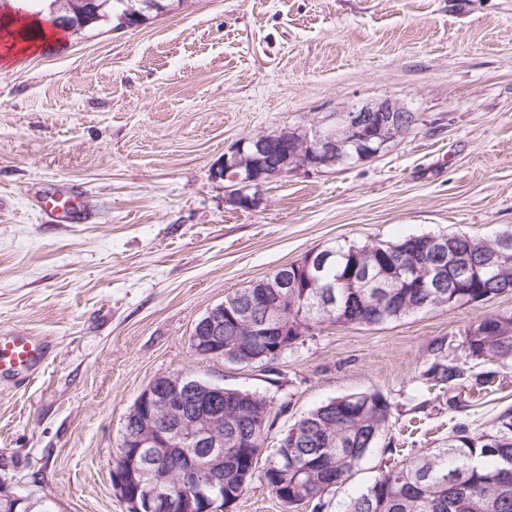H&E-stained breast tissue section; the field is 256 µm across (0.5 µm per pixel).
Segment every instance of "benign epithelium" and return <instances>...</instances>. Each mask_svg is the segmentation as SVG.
<instances>
[{
  "instance_id": "7a95c632",
  "label": "benign epithelium",
  "mask_w": 512,
  "mask_h": 512,
  "mask_svg": "<svg viewBox=\"0 0 512 512\" xmlns=\"http://www.w3.org/2000/svg\"><path fill=\"white\" fill-rule=\"evenodd\" d=\"M409 102L400 98L384 97L355 104L336 112V120L325 127L310 130L288 129L243 140L224 160L213 166L211 175L227 183L229 202L240 208H255L261 203L260 190L264 183L288 173L307 168L332 169L342 162L347 147H363L361 160L380 156L370 143L380 147L394 142L404 134L399 113L412 112ZM282 144L277 159L264 161L269 138ZM502 249L485 260V265L496 267L512 256V236H501ZM456 241L432 237L428 241L413 240L408 247L407 261L391 273L376 276L365 273V279H374L379 288H392V280L404 273L421 275L420 288L455 287L465 268L464 258L455 252ZM328 255L311 252L304 261L285 267L284 274L269 288L247 289L250 300L264 312L261 319L246 307L234 308L233 319L247 336L220 346L217 336L224 328V306L208 311L201 325L211 335L201 336L193 330V351L205 355H219L239 364H252L256 357L255 336L278 337L279 346L288 347V334H300L307 322L285 317L284 305L288 289L311 288L319 279ZM219 387L189 373L156 377L138 396L129 414L139 420L129 431L123 443L126 448H144L138 466L113 469L115 491L119 498L129 496L135 489L133 504L136 512H186L192 507L193 493L198 485L207 482L212 489L224 487V416L208 414L207 397ZM46 498L33 500L11 494L0 495V512H29L31 503H43Z\"/></svg>"
}]
</instances>
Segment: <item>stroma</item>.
Wrapping results in <instances>:
<instances>
[{"label":"stroma","instance_id":"stroma-1","mask_svg":"<svg viewBox=\"0 0 512 512\" xmlns=\"http://www.w3.org/2000/svg\"><path fill=\"white\" fill-rule=\"evenodd\" d=\"M410 100L418 125L380 157L265 184L226 203L210 176L239 140L326 125L350 104ZM66 186L84 220L42 201ZM512 230V0H174L120 30L66 35L0 63V336L52 347L0 378V488L55 512H127L111 471L124 418L180 372L257 392L283 412L269 440L331 399L393 405L373 448L321 505L340 512L385 466L442 446L456 424L512 411V364L487 383L427 385L435 347L467 372V324L512 292L379 326L327 324L266 370L196 356L225 296L345 242Z\"/></svg>","mask_w":512,"mask_h":512}]
</instances>
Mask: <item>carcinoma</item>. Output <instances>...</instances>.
Returning <instances> with one entry per match:
<instances>
[{
    "mask_svg": "<svg viewBox=\"0 0 512 512\" xmlns=\"http://www.w3.org/2000/svg\"><path fill=\"white\" fill-rule=\"evenodd\" d=\"M136 0H111L110 19L87 24L81 13L50 15V21L65 30H91L109 23L123 28ZM407 239L371 243L336 245L328 248V260L319 286H329L336 297V307L323 313L311 306L310 293L299 288L288 294V317L307 319L308 330L339 324L341 319L372 327L378 322L399 320L448 305L463 306L488 294L496 297L507 285L512 286V264L487 268L476 278L454 289L456 297L448 303V289L418 288L412 275L403 276L400 287L393 289L395 307L382 304L374 288H362L346 282L348 258L357 256L358 266L381 272L392 261L394 252ZM462 245L474 263L499 248L498 235L485 238L462 236ZM466 355L475 361L506 363L512 361V313L487 315L469 323L463 331ZM433 387H451L466 381L454 360L441 355L426 371ZM244 395L255 405H265L269 398L257 392L224 389L215 407L224 410V440L234 430L256 433V443L249 448L224 446V507L233 505L246 492L254 478L271 491L288 490L283 501L288 508L320 501L330 488L345 483L364 456L374 448L389 428L392 404L378 392L359 393L349 401L332 399L298 418L299 443L295 448H275L267 456L262 470H257L259 456L273 427L255 428L245 416L228 409L231 398ZM493 432L501 441L488 447L484 434H473L459 424L448 442L430 452L406 458L382 471L358 495L351 498L343 512H512V412L499 415ZM327 435L331 443L321 447L314 438Z\"/></svg>",
    "mask_w": 512,
    "mask_h": 512,
    "instance_id": "obj_1",
    "label": "carcinoma"
}]
</instances>
